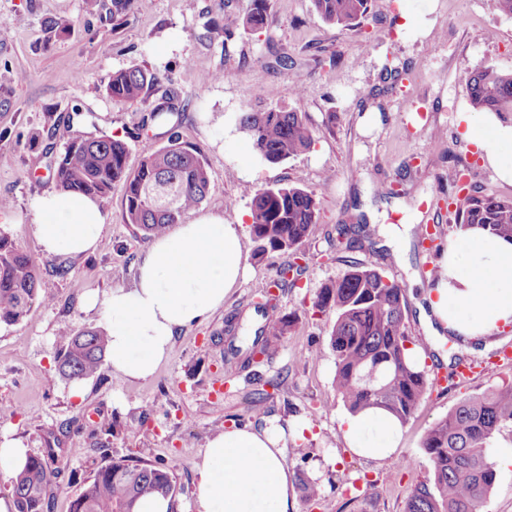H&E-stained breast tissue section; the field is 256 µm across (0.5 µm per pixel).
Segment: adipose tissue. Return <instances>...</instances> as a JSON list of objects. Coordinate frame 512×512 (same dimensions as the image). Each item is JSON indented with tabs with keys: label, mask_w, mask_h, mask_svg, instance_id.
Segmentation results:
<instances>
[{
	"label": "adipose tissue",
	"mask_w": 512,
	"mask_h": 512,
	"mask_svg": "<svg viewBox=\"0 0 512 512\" xmlns=\"http://www.w3.org/2000/svg\"><path fill=\"white\" fill-rule=\"evenodd\" d=\"M462 136L496 175L512 182V124L472 112L460 116ZM45 253L94 252L105 212L98 199L50 192L31 206ZM442 278L431 288L419 319L426 335L457 337L466 349L512 323V240L472 226L449 238L440 260ZM245 265L239 227L200 218L157 237L139 259L133 287L91 294L103 306L112 369L128 380L153 377L180 329L207 320L237 288ZM346 436L367 458H391L400 438L397 421L372 410L352 416ZM201 512H288L295 498L294 472L277 425L237 427L212 436L194 464Z\"/></svg>",
	"instance_id": "obj_1"
}]
</instances>
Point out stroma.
I'll list each match as a JSON object with an SVG mask.
<instances>
[{
  "instance_id": "stroma-1",
  "label": "stroma",
  "mask_w": 512,
  "mask_h": 512,
  "mask_svg": "<svg viewBox=\"0 0 512 512\" xmlns=\"http://www.w3.org/2000/svg\"><path fill=\"white\" fill-rule=\"evenodd\" d=\"M246 14L249 0H151L147 11L112 17V0H0V231L38 263L42 302L12 326L0 327V402L18 407L0 418V434L20 440L30 453L46 455L56 478L47 512H70L92 468L128 457L148 463L175 461L182 512H200L194 461L221 428H284L293 470L320 479L321 499L296 497L289 512H405L415 485L431 476L421 446L429 426L465 398L512 384V364L489 368L466 382L449 379L451 364L468 356L486 361L512 345V325L489 347L466 353L453 337L425 336L418 306L430 288L429 257L420 241L429 227L454 224L448 210L461 181L480 194L512 198L502 181L461 136L458 113L469 111L467 72L485 62L512 69V19L492 14L486 0H371L368 16L340 30L324 23L311 0H268L260 31L239 26L232 36L215 30L225 9ZM430 23L428 35L407 31L405 17ZM50 20L69 22L54 36ZM290 65H278L280 56ZM399 67L401 80L384 65ZM139 66L160 76L143 100L113 104L107 86L113 72ZM204 71L223 81L200 84ZM175 94L169 118L182 139L198 146L208 163L209 192L183 223L219 216L240 227L247 268L238 288L209 319L183 328L169 357L146 381L117 378L111 363L97 377L74 384L56 359L66 332L105 328L102 308L87 309L86 293L132 287L149 241L124 224V187L114 184L102 200L106 224L94 253L46 254L30 215L38 197L55 191L50 169L78 135H118L127 144V170L167 141L152 109ZM414 104L411 112L401 103ZM380 106L379 121L364 134L363 108ZM286 107L305 113L318 136L312 148L272 165L239 129L242 112ZM335 121H328V113ZM282 183L311 192L321 214L301 249L304 272L294 287L278 292L284 313H295L292 330L267 368L284 383L252 404L243 375L224 377L230 341L228 317L252 311L258 284L273 281L282 258L258 257L250 234V199L241 186ZM358 228L360 245L336 248V225ZM382 268L404 288L408 323L429 374L443 373L417 413L402 428L397 455L414 460L397 472L390 461L356 454L341 425L349 415L333 386L335 357L326 350L333 315L304 312L303 298L341 277L349 261ZM322 349L314 359L311 349ZM116 422L114 435L101 424ZM497 478L480 512H512V433L491 444ZM374 482L370 495L359 493Z\"/></svg>"
}]
</instances>
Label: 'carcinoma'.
Returning <instances> with one entry per match:
<instances>
[{
  "label": "carcinoma",
  "instance_id": "carcinoma-1",
  "mask_svg": "<svg viewBox=\"0 0 512 512\" xmlns=\"http://www.w3.org/2000/svg\"><path fill=\"white\" fill-rule=\"evenodd\" d=\"M150 0H112V18L132 10L143 11ZM326 24L348 29L364 18L370 0H311ZM267 0H250L246 23L263 27ZM158 82L155 73L138 66L113 73L107 92L117 105L143 99L147 87ZM467 89L473 111L493 113L502 120L512 113V70L488 62L468 72ZM240 130L257 153L270 164H279L310 149L317 130L305 114L286 108L243 112ZM127 146L117 135H79L68 142L53 169L60 190L105 198L112 185L125 189L123 221L147 240L162 234L191 209L198 207L209 190L207 161L200 148L169 131L166 144L143 156L138 170L129 174ZM250 197V233L259 254L288 257L277 270L273 286H294L288 273L301 275L295 263L299 247L317 223L319 207L307 190L283 184L255 186ZM455 229L480 226L512 239V199L470 194L456 210ZM40 300L35 260L0 232V325L20 322ZM254 310L268 324L257 328L247 347L230 345L224 360L252 383L275 389L280 376L267 377L261 367L278 352L281 339L292 327L293 317L264 297ZM314 314H335L328 347L335 356L334 388L351 414L381 409L400 424L417 412L429 384L427 371L413 355L409 335L406 295L401 285L363 263L353 261L346 273L325 283L310 299ZM108 347L107 334L86 330L68 337L58 360L66 379L80 382L100 370ZM512 432V384L493 386L463 400L439 418L422 440L433 478L413 489L406 512H477L495 480L488 453L501 432ZM54 472L45 457L30 455L21 473L11 478L10 491L16 512H45L46 493ZM299 485L308 499L322 495L318 480L305 474ZM180 488L173 466L114 459L93 469L70 512H137L138 502L160 495L177 502Z\"/></svg>",
  "mask_w": 512,
  "mask_h": 512
}]
</instances>
